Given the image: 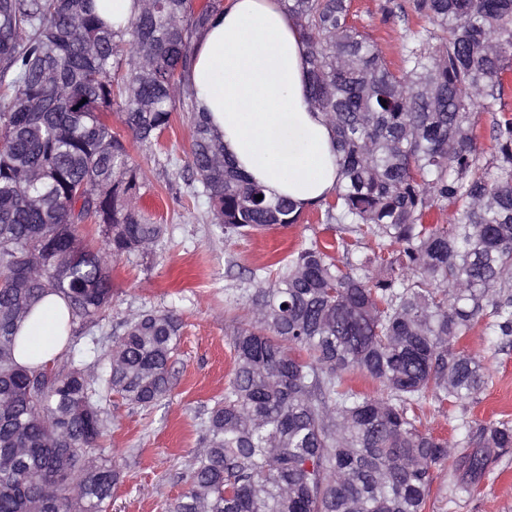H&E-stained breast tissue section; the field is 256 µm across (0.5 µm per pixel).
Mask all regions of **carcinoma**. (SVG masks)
Listing matches in <instances>:
<instances>
[{"mask_svg":"<svg viewBox=\"0 0 512 512\" xmlns=\"http://www.w3.org/2000/svg\"><path fill=\"white\" fill-rule=\"evenodd\" d=\"M136 2L115 30L91 0H0V512H107L121 471L100 445L97 388L141 406L169 390L180 329L170 312L129 317L104 377L22 366L16 351L50 294L66 302L68 332L105 318L112 261L157 245L141 169L104 116L118 108L150 146L178 103L210 223L245 235L313 207L379 252L355 257L342 238L338 264L314 242L274 274L252 272L233 377L171 512H426L433 472L450 459L466 490L478 486L512 448V423H465L450 442L421 430L416 409L483 391L485 365L456 348L477 323L512 342V0H413L428 25L409 31L397 70L350 22L351 0H281L336 141V189L307 204L266 196L197 111L194 39L223 0L201 11ZM478 111L491 116L488 156ZM447 207L450 222L429 223ZM92 217L104 228L95 250L80 235ZM354 371L384 395L348 387Z\"/></svg>","mask_w":512,"mask_h":512,"instance_id":"1","label":"carcinoma"}]
</instances>
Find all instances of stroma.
Masks as SVG:
<instances>
[{
	"label": "stroma",
	"mask_w": 512,
	"mask_h": 512,
	"mask_svg": "<svg viewBox=\"0 0 512 512\" xmlns=\"http://www.w3.org/2000/svg\"><path fill=\"white\" fill-rule=\"evenodd\" d=\"M412 0H352L353 20L376 42L391 68L401 65L409 30L422 20ZM192 125L187 113L172 114L169 128L152 148H128L144 171L139 194L144 213L162 225L153 252L124 256L112 268V308L99 325L72 337L84 365L105 373L112 341L129 315L176 311L180 330L170 362V389L157 404L140 406L101 391L107 434L106 455L121 478L112 490L109 512H168L184 489L182 477L202 450V422L224 396L234 366L233 338L247 320L252 272L271 265L311 242L333 244L337 225L320 213L304 211L298 224L248 236H225L210 224L207 205L195 197L188 153ZM460 350L484 360L488 384L476 400H427L419 410L420 429L460 439L461 422H512V344L499 345L481 327L462 340ZM449 467L435 469L426 512H512V449L503 453L472 492L448 489Z\"/></svg>",
	"instance_id": "stroma-1"
}]
</instances>
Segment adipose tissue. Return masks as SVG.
Segmentation results:
<instances>
[{
	"mask_svg": "<svg viewBox=\"0 0 512 512\" xmlns=\"http://www.w3.org/2000/svg\"><path fill=\"white\" fill-rule=\"evenodd\" d=\"M306 42L280 0H229L195 44L190 84L224 151L272 196L306 203L338 179L333 133L309 95ZM65 301L51 295L23 322L20 364L52 361Z\"/></svg>",
	"mask_w": 512,
	"mask_h": 512,
	"instance_id": "ef3b65f1",
	"label": "adipose tissue"
}]
</instances>
